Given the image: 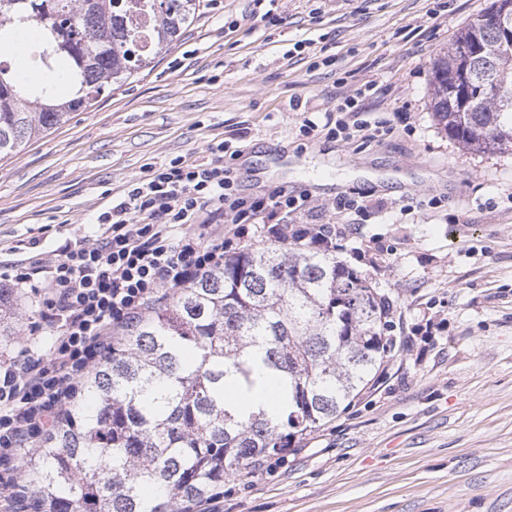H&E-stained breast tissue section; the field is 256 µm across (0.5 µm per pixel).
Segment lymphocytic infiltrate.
Returning <instances> with one entry per match:
<instances>
[{
  "label": "lymphocytic infiltrate",
  "instance_id": "f902f5d3",
  "mask_svg": "<svg viewBox=\"0 0 512 512\" xmlns=\"http://www.w3.org/2000/svg\"><path fill=\"white\" fill-rule=\"evenodd\" d=\"M374 87L366 82L338 100L336 133L366 140L384 133L378 124L349 122ZM209 150L207 163L149 165L94 216L95 237L65 240L55 259L0 262V283L42 298L54 330L46 356L23 349L0 363V463L34 449L63 419L82 378L111 354L116 335L151 312L160 290L223 266L231 245L225 225L264 224L275 238L291 235L317 251L332 248L342 232L338 225L288 229L289 217L309 211L307 194L277 186L260 197L242 196L234 169L224 164L223 142Z\"/></svg>",
  "mask_w": 512,
  "mask_h": 512
}]
</instances>
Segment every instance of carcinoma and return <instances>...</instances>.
I'll return each mask as SVG.
<instances>
[{
    "label": "carcinoma",
    "instance_id": "1",
    "mask_svg": "<svg viewBox=\"0 0 512 512\" xmlns=\"http://www.w3.org/2000/svg\"><path fill=\"white\" fill-rule=\"evenodd\" d=\"M199 0H0V159L127 84ZM30 69L6 59L26 27ZM512 0H492L433 63L432 107L469 150L512 151ZM389 299L328 252L277 241L224 256L126 331L21 480L33 512H179L344 412L395 348ZM0 288V335L13 329ZM270 390L276 408L225 397Z\"/></svg>",
    "mask_w": 512,
    "mask_h": 512
}]
</instances>
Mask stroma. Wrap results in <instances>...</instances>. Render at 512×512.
<instances>
[{"mask_svg":"<svg viewBox=\"0 0 512 512\" xmlns=\"http://www.w3.org/2000/svg\"><path fill=\"white\" fill-rule=\"evenodd\" d=\"M491 0H201L151 69L0 160V261L36 236L45 258L92 234L90 217L149 163L209 160L224 141L243 194L308 193L311 224H345L335 255L392 304L399 350L297 453L224 480L208 512H512V154L448 137L432 64ZM307 39L305 53L288 57ZM377 91L358 118L386 135L301 130L351 84ZM300 160L303 179L270 166ZM343 196L368 211L337 212ZM0 357L46 351L39 297L16 290Z\"/></svg>","mask_w":512,"mask_h":512,"instance_id":"1","label":"stroma"}]
</instances>
